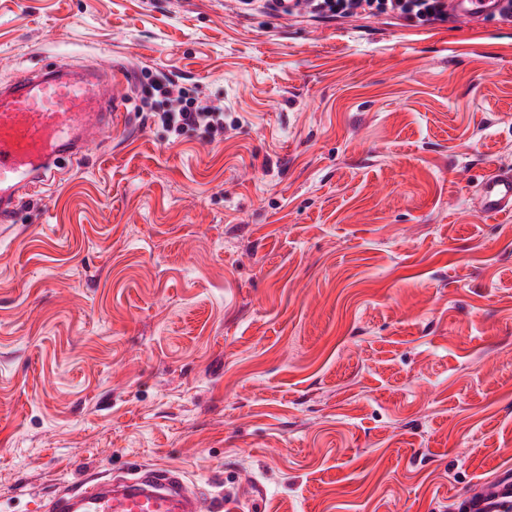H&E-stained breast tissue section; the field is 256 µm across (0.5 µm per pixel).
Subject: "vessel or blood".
Listing matches in <instances>:
<instances>
[{
	"label": "vessel or blood",
	"instance_id": "1",
	"mask_svg": "<svg viewBox=\"0 0 512 512\" xmlns=\"http://www.w3.org/2000/svg\"><path fill=\"white\" fill-rule=\"evenodd\" d=\"M512 0H448L451 19L472 24L500 14ZM124 108L97 74L56 68L23 74L0 88V222L19 195L43 182L62 153L78 151L121 124ZM483 212L512 213V173L490 169L479 187ZM224 504L192 492L179 471L142 465L124 477L60 495L50 512H223Z\"/></svg>",
	"mask_w": 512,
	"mask_h": 512
}]
</instances>
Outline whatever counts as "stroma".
I'll list each match as a JSON object with an SVG mask.
<instances>
[{
  "instance_id": "obj_1",
  "label": "stroma",
  "mask_w": 512,
  "mask_h": 512,
  "mask_svg": "<svg viewBox=\"0 0 512 512\" xmlns=\"http://www.w3.org/2000/svg\"><path fill=\"white\" fill-rule=\"evenodd\" d=\"M56 64L130 98L0 223V512L141 464L238 512L512 482V23L0 0V86ZM156 91L168 99L166 109L159 114L163 124L178 131L185 126L202 128L211 136L224 132V112L201 105L189 96L185 88L172 80L155 82ZM479 205L488 215L512 213V173L490 169L480 183Z\"/></svg>"
}]
</instances>
